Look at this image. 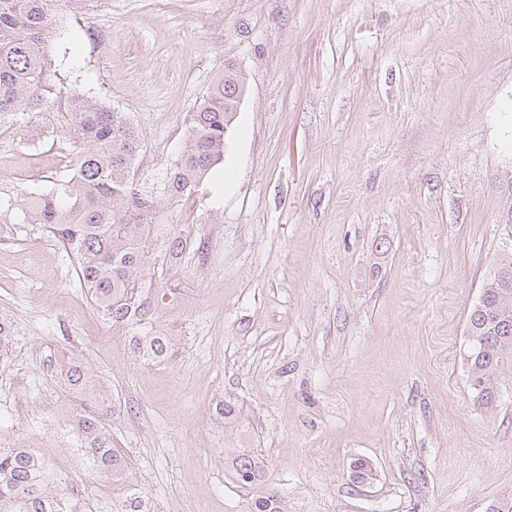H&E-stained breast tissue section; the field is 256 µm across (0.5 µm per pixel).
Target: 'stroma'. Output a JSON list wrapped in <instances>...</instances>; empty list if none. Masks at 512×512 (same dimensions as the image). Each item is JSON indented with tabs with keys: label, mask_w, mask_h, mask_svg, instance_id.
I'll return each instance as SVG.
<instances>
[{
	"label": "stroma",
	"mask_w": 512,
	"mask_h": 512,
	"mask_svg": "<svg viewBox=\"0 0 512 512\" xmlns=\"http://www.w3.org/2000/svg\"><path fill=\"white\" fill-rule=\"evenodd\" d=\"M50 42L62 85L131 115L150 184L225 64L246 93L223 163L164 211L187 245L151 269L134 326L22 221L25 191L64 172L51 123L0 135V446L50 458L91 512H251L266 492L288 512H488L512 495V375L480 407L467 361L512 253V0H83ZM148 331L165 361L134 353ZM70 361L112 397L119 478L76 446ZM230 446L265 458L261 482L239 483Z\"/></svg>",
	"instance_id": "35a3bbf8"
}]
</instances>
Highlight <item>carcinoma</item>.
Masks as SVG:
<instances>
[{
    "label": "carcinoma",
    "mask_w": 512,
    "mask_h": 512,
    "mask_svg": "<svg viewBox=\"0 0 512 512\" xmlns=\"http://www.w3.org/2000/svg\"><path fill=\"white\" fill-rule=\"evenodd\" d=\"M81 2L0 0V127L23 138L32 118L66 102L67 118L57 132L66 145L68 172L55 178L50 189L26 195L23 222L42 225L73 257L79 281L98 311L115 324L140 323L149 313L144 294L154 247L167 245L164 257L171 263L184 243L178 226L162 223V205L191 195L224 161L226 132L241 105L245 78L232 64L213 77L189 113L181 151L158 183H143L135 169L142 141L127 113L78 87L62 89L54 82L50 31L58 9ZM468 332L483 343V356L468 355L470 387L475 402L488 406L496 401L500 375L512 368V254L500 260L484 285ZM13 333V323L0 313V356ZM132 342L134 352L150 361L164 360L170 350L166 336L147 333ZM66 380L85 401L107 402L104 386L84 366H72ZM77 447L92 469L120 476L124 459L92 411L78 420ZM230 459L243 485L262 478L259 456L233 451ZM0 512H85V499L78 489L57 490L53 471L32 450L0 447ZM254 512L286 508L269 494L255 499Z\"/></svg>",
    "instance_id": "obj_1"
}]
</instances>
